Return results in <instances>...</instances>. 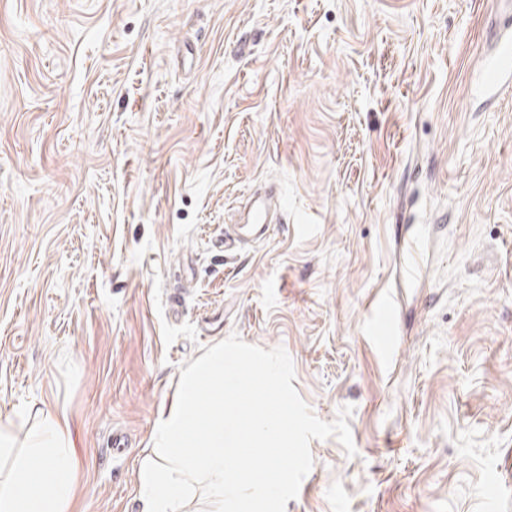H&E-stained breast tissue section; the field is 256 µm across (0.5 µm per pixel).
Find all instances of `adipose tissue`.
I'll return each instance as SVG.
<instances>
[{
    "label": "adipose tissue",
    "instance_id": "ef3b65f1",
    "mask_svg": "<svg viewBox=\"0 0 512 512\" xmlns=\"http://www.w3.org/2000/svg\"><path fill=\"white\" fill-rule=\"evenodd\" d=\"M38 470L16 462L9 425L0 423V512H66L73 492L70 432L52 417L33 440Z\"/></svg>",
    "mask_w": 512,
    "mask_h": 512
}]
</instances>
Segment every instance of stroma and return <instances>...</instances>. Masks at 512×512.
Instances as JSON below:
<instances>
[{
	"label": "stroma",
	"mask_w": 512,
	"mask_h": 512,
	"mask_svg": "<svg viewBox=\"0 0 512 512\" xmlns=\"http://www.w3.org/2000/svg\"><path fill=\"white\" fill-rule=\"evenodd\" d=\"M512 0H0V422L67 512H143L181 370L284 347L321 420L286 512H512ZM281 210L224 232L255 192ZM422 279L404 269L412 241ZM392 297L397 345L367 324ZM122 431V452L112 434Z\"/></svg>",
	"instance_id": "obj_1"
}]
</instances>
